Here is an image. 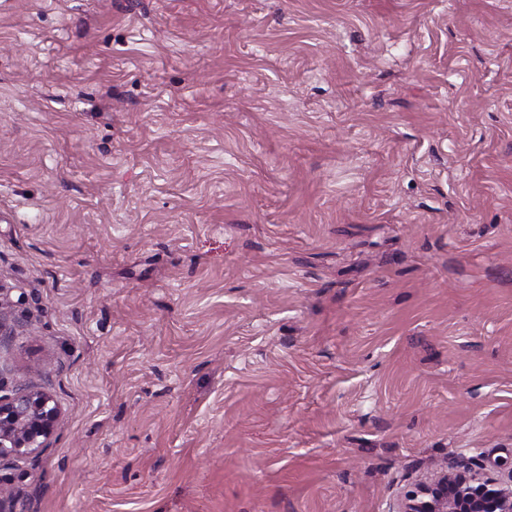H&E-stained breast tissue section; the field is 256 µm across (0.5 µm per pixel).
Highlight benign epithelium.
<instances>
[{
  "label": "benign epithelium",
  "instance_id": "1",
  "mask_svg": "<svg viewBox=\"0 0 512 512\" xmlns=\"http://www.w3.org/2000/svg\"><path fill=\"white\" fill-rule=\"evenodd\" d=\"M32 323L20 320L6 336H30ZM59 411L52 394L39 387L8 384L0 377V467L39 457L55 431ZM390 512H512V466L498 477L469 465L440 467L407 489Z\"/></svg>",
  "mask_w": 512,
  "mask_h": 512
}]
</instances>
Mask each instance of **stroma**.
Instances as JSON below:
<instances>
[{
    "mask_svg": "<svg viewBox=\"0 0 512 512\" xmlns=\"http://www.w3.org/2000/svg\"><path fill=\"white\" fill-rule=\"evenodd\" d=\"M15 512H389L512 460V0H0ZM58 415L49 391L9 385L0 371V469L20 459L38 458L55 431Z\"/></svg>",
    "mask_w": 512,
    "mask_h": 512,
    "instance_id": "35a3bbf8",
    "label": "stroma"
}]
</instances>
